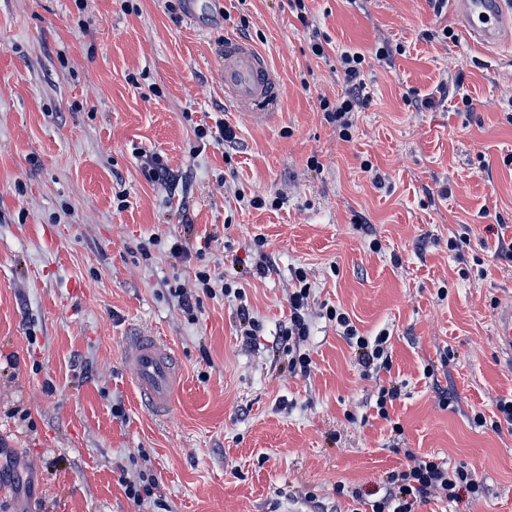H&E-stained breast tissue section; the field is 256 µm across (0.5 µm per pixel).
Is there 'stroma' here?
<instances>
[{
    "label": "stroma",
    "mask_w": 512,
    "mask_h": 512,
    "mask_svg": "<svg viewBox=\"0 0 512 512\" xmlns=\"http://www.w3.org/2000/svg\"><path fill=\"white\" fill-rule=\"evenodd\" d=\"M306 4L305 26L288 0H223L198 31L167 0H0V512H350L337 484L384 486L406 448L483 486L417 512H512V430L473 422L512 398L494 333L512 297V55L472 45L430 0ZM227 37L277 72L270 120L225 102ZM384 41L402 49L388 64L373 55ZM349 49L368 55L370 103L346 142L320 100L344 93ZM220 120L235 140L195 137ZM154 154L169 179L144 168ZM255 195L284 205L254 209ZM200 270L243 298L202 295ZM299 270L306 376L280 345ZM177 284L199 295L193 312ZM336 307L363 335L389 333L377 379ZM131 329L181 363L168 416L141 405L122 363ZM389 383L401 395L384 419ZM142 473L156 485L137 504L124 483Z\"/></svg>",
    "instance_id": "35a3bbf8"
}]
</instances>
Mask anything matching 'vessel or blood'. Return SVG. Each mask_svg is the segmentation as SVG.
Listing matches in <instances>:
<instances>
[{
    "label": "vessel or blood",
    "instance_id": "b4317fda",
    "mask_svg": "<svg viewBox=\"0 0 512 512\" xmlns=\"http://www.w3.org/2000/svg\"><path fill=\"white\" fill-rule=\"evenodd\" d=\"M461 20L467 40L496 48L501 29L512 17V0H448ZM224 99L247 111L255 121L271 116L282 97L281 82L266 56L251 42L228 37L218 51ZM495 334L501 353L512 362V300L501 302L495 315ZM123 361L143 403L166 416L175 403L180 365L159 337L135 332L129 337Z\"/></svg>",
    "mask_w": 512,
    "mask_h": 512
}]
</instances>
